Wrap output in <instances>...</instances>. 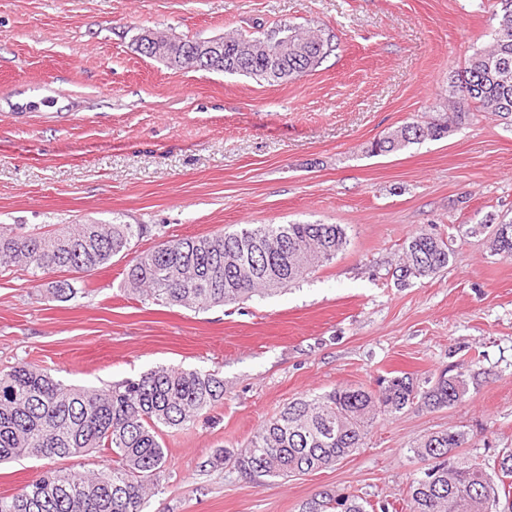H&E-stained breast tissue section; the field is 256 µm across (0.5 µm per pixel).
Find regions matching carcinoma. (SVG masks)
<instances>
[{"label": "carcinoma", "mask_w": 512, "mask_h": 512, "mask_svg": "<svg viewBox=\"0 0 512 512\" xmlns=\"http://www.w3.org/2000/svg\"><path fill=\"white\" fill-rule=\"evenodd\" d=\"M489 45L473 54L450 85L444 120L413 121L371 143L377 155L437 140L468 117L475 102L512 125V0H501ZM224 57L210 71L267 83L318 68L339 49L319 26L279 25L255 35H224ZM198 40L154 39L139 50L171 67L195 66ZM490 250L512 259V224H482ZM150 232L146 224L0 225V269L22 266L37 278L54 271L98 269L132 250ZM347 245L339 224H244L224 234L169 239L136 256L125 269L129 291L163 306L206 309L243 302L284 289L336 258ZM448 241L422 228L402 245L397 280L423 279L448 266ZM52 295L74 298L69 279L51 282ZM463 365L443 370L424 389L408 374L380 380L378 389L338 386L294 399L265 421L249 444L224 452V460L256 483L329 468L361 448L372 423L414 407L454 406L468 394ZM224 399V380L212 373L157 367L108 388L69 386L22 361L0 372V465L24 459L81 457L112 451V468L80 474L70 468L44 471L20 492L0 496V512H144L166 470L163 429H188ZM465 432L450 427L425 437L415 448L434 460L432 473L411 479L406 512H493L512 497V452L485 461L467 456ZM299 512H374L359 495L323 490Z\"/></svg>", "instance_id": "cac0c4a2"}]
</instances>
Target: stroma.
<instances>
[{
    "mask_svg": "<svg viewBox=\"0 0 512 512\" xmlns=\"http://www.w3.org/2000/svg\"><path fill=\"white\" fill-rule=\"evenodd\" d=\"M500 0H0V225L148 224L136 251L244 224H339L346 249L288 289L165 308L128 294L126 258L78 274L62 302L0 272V371L26 361L105 388L158 367L224 381L193 427L170 429L145 512H299L323 489L400 503L412 449L456 427L469 455L512 451V259L477 224L512 221V127L476 105L449 136L374 156L375 140L448 111V85L485 48ZM318 25L337 54L275 84L172 69L145 30L212 39ZM434 228L447 268L398 284L404 241ZM466 369L465 400L373 423L336 466L263 485L220 450L289 401L337 386Z\"/></svg>",
    "mask_w": 512,
    "mask_h": 512,
    "instance_id": "obj_1",
    "label": "stroma"
}]
</instances>
